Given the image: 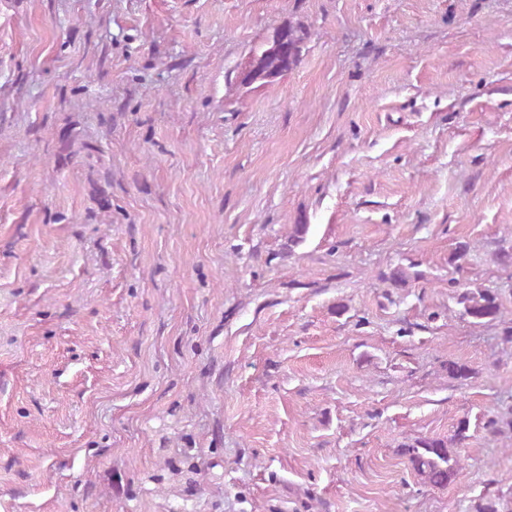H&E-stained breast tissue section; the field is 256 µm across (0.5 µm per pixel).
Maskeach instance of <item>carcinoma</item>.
I'll return each mask as SVG.
<instances>
[{
	"label": "carcinoma",
	"instance_id": "obj_1",
	"mask_svg": "<svg viewBox=\"0 0 512 512\" xmlns=\"http://www.w3.org/2000/svg\"><path fill=\"white\" fill-rule=\"evenodd\" d=\"M421 276L422 273L418 271L411 274L402 267H395L389 274L382 275V278L402 288L411 279ZM457 304L460 306V317L473 325L501 323L503 342L512 344V320H503V303L499 289H466L458 294ZM444 370L449 378L459 382H465L475 375V370L470 365L460 361L444 364ZM469 427V420L464 418L457 422L453 434L448 438L423 436L402 445L412 470L424 483L433 487H446L458 479L462 464L454 448L469 438ZM486 427L496 434L512 430V406L489 418Z\"/></svg>",
	"mask_w": 512,
	"mask_h": 512
}]
</instances>
